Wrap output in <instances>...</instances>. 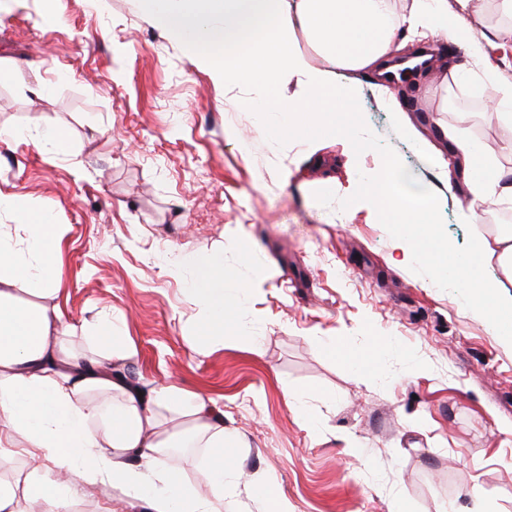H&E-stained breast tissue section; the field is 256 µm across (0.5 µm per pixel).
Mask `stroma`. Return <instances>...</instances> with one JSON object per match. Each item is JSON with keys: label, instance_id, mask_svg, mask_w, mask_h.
<instances>
[{"label": "stroma", "instance_id": "stroma-1", "mask_svg": "<svg viewBox=\"0 0 512 512\" xmlns=\"http://www.w3.org/2000/svg\"><path fill=\"white\" fill-rule=\"evenodd\" d=\"M435 74L395 75L412 137L377 72L338 69L365 148L271 136L256 85L229 88L169 41L138 0H0V224L42 213L67 227L57 257L64 320L123 315L137 373L211 398L238 441L226 448L233 512H262L256 480L290 512H512V338L443 280L450 256L512 216L469 194L436 127L456 128L512 168V124L489 91L445 78L466 52L436 36ZM70 148L39 146L44 124ZM432 197L435 234L405 260L399 227L359 194L386 164ZM224 252L242 314L191 343L199 308L179 252ZM304 402L308 417L295 405ZM362 444L350 455L348 437ZM73 512H140L118 491L70 477Z\"/></svg>", "mask_w": 512, "mask_h": 512}]
</instances>
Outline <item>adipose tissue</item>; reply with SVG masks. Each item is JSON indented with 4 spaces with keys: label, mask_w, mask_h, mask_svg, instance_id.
<instances>
[{
    "label": "adipose tissue",
    "mask_w": 512,
    "mask_h": 512,
    "mask_svg": "<svg viewBox=\"0 0 512 512\" xmlns=\"http://www.w3.org/2000/svg\"><path fill=\"white\" fill-rule=\"evenodd\" d=\"M142 13L171 40L182 44L216 82L264 85L275 104V130L324 133L362 146L351 91L330 78L334 68L361 70L383 65L394 54L399 28L445 31L465 49L472 72L497 90V111L512 122V85L501 76L489 51L496 33L470 24L480 0H414L408 15L397 16L394 0H139ZM304 32L327 66L319 69L293 51ZM234 55L225 66V55ZM296 78L305 97L279 96L286 78ZM450 149L471 195L461 208L462 223H473L485 200H512V170H489L482 148L446 130ZM363 197L377 201L401 224L407 255L422 234L415 230L414 208L426 191L412 188L407 175L388 166L365 175ZM63 225L40 216L16 234L0 224V439L21 440L47 453L52 475L26 477V490L44 498L47 512H69L70 501L58 475L73 474L88 485H108L143 512H224L230 494L224 449L238 441L224 426V413L212 399L185 387L133 378L137 350L123 334L120 319L93 318L82 336L62 319L55 299L59 274L53 261ZM495 256L512 282V226L497 228L493 239L478 237L470 254L451 257L448 266L466 276L467 295L477 310L493 311L503 335L512 334V296L501 297L496 283L481 274L485 257ZM173 267L191 269L188 288L201 309L205 329L223 325L240 312L245 290L228 294L216 274L223 253L177 255ZM204 448L210 456L205 488L185 483L175 452Z\"/></svg>",
    "instance_id": "adipose-tissue-1"
}]
</instances>
